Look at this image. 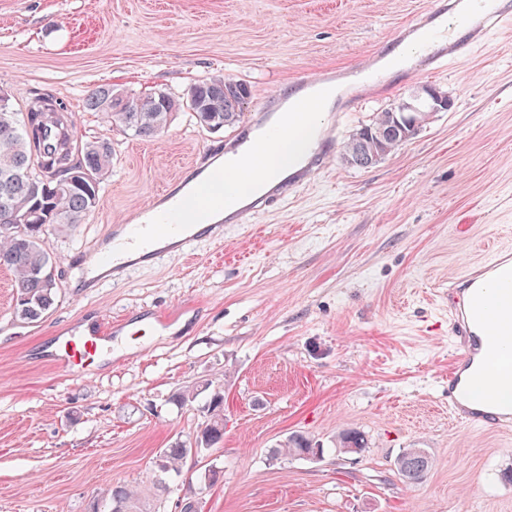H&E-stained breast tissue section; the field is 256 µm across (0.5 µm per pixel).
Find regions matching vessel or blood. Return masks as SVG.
I'll use <instances>...</instances> for the list:
<instances>
[{
	"instance_id": "b4317fda",
	"label": "vessel or blood",
	"mask_w": 512,
	"mask_h": 512,
	"mask_svg": "<svg viewBox=\"0 0 512 512\" xmlns=\"http://www.w3.org/2000/svg\"><path fill=\"white\" fill-rule=\"evenodd\" d=\"M512 22V0H430L427 11L410 26L388 39L386 45L365 61L332 73L325 70L297 79L294 111H306L317 94L345 78L365 81L367 89L384 86L386 60L401 44L417 43L419 63L414 74L437 70L443 63L461 61L492 32ZM199 164L187 166L166 188L157 202L139 207L132 218L112 227L106 248L98 250L101 265L118 272L130 267L131 256L152 258L171 249L186 250L194 242L221 238V224H188L182 212L195 194L200 179ZM279 200L272 193L236 211L235 224L252 223L257 215ZM491 281L512 282V250L496 249L492 259L471 267L450 289L448 330L458 353L448 369V411L463 422L495 428L512 427V402L479 396L482 387L512 382V338L492 328L490 313L512 315V297L494 295ZM111 334L87 335L70 329L57 346L51 361L64 375L76 372L84 362L101 356Z\"/></svg>"
}]
</instances>
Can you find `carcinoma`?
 <instances>
[{"label": "carcinoma", "mask_w": 512, "mask_h": 512, "mask_svg": "<svg viewBox=\"0 0 512 512\" xmlns=\"http://www.w3.org/2000/svg\"><path fill=\"white\" fill-rule=\"evenodd\" d=\"M251 91L233 79H213L189 88L182 97L164 91L132 95L110 84L89 91L85 106L103 112L109 121L135 136L152 139L166 127L174 113L188 111L196 124L222 129L237 123ZM56 125V143L45 144L48 123ZM401 113L384 110L374 120L360 126L345 144L343 160L350 166L369 168L374 163L363 150L372 138L390 137L389 146L398 150L407 142ZM75 133L72 119L56 115L20 112L10 101L0 100V267L15 279L13 313L24 322L42 319L54 306L57 286L51 277L53 257L47 247L49 227L82 224L99 202L101 184L112 174V142L95 137L81 143V149L67 155L66 162L50 182L43 181L42 169L33 156L52 160L63 152L62 143ZM208 421L196 436L202 447H212L224 437V395L213 391L207 402ZM316 444L303 435H293L274 451L281 455L307 458ZM423 469L412 471L396 463L400 480L419 483L431 466V457L421 448ZM187 446L178 443L164 448L155 461L161 471H177L186 459ZM112 512H138L132 490L115 485L110 492Z\"/></svg>", "instance_id": "carcinoma-1"}]
</instances>
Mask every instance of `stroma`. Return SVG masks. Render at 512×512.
Wrapping results in <instances>:
<instances>
[{
  "label": "stroma",
  "instance_id": "35a3bbf8",
  "mask_svg": "<svg viewBox=\"0 0 512 512\" xmlns=\"http://www.w3.org/2000/svg\"><path fill=\"white\" fill-rule=\"evenodd\" d=\"M429 0H0V89L16 109L47 88L79 137L112 142V174L85 223L50 229L56 304L42 320L13 314L0 268V512H109L107 489L142 512H512V430L448 414V280L512 245V29L470 59L408 76L354 107L338 99L333 160L252 224H228L136 264L97 288L79 285L74 254L106 244L204 149L254 133L257 104L319 68L377 52ZM245 82L246 119L218 131L176 113L144 141L84 108L87 91L177 95L202 81ZM447 93L413 139L376 165L340 155L350 135L422 87ZM124 326L108 359L74 377L44 360L77 321ZM224 394V439L158 470L161 449L194 442L205 385ZM362 453L338 449L346 430ZM321 458L274 457L289 436ZM426 449L408 486L395 462ZM414 451H419L421 454V459L419 456H408L406 459V462H418L421 464V460L423 463V469L421 471H411V469H408L406 466L403 467L401 465V457L405 456L406 454H411ZM431 466V457L428 454V452L423 448H407L405 449L398 457L397 463H396V472L400 480H402L404 483L412 485V484H418L425 476V474L428 472L429 468ZM110 496L112 498V512H138L135 494L126 486H112Z\"/></svg>",
  "mask_w": 512,
  "mask_h": 512
}]
</instances>
